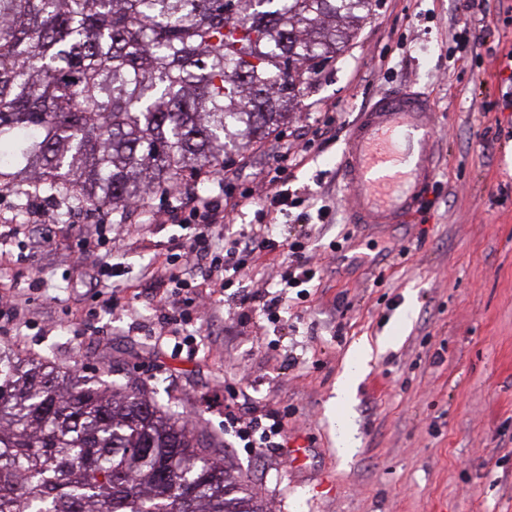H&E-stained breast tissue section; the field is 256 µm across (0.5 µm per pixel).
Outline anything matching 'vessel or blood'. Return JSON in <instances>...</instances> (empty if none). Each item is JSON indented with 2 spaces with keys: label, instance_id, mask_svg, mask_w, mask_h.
<instances>
[{
  "label": "vessel or blood",
  "instance_id": "b4317fda",
  "mask_svg": "<svg viewBox=\"0 0 512 512\" xmlns=\"http://www.w3.org/2000/svg\"><path fill=\"white\" fill-rule=\"evenodd\" d=\"M436 116L432 99L412 87L360 112L341 160L349 223H411L434 178Z\"/></svg>",
  "mask_w": 512,
  "mask_h": 512
}]
</instances>
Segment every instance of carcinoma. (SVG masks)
Returning <instances> with one entry per match:
<instances>
[{
    "instance_id": "cac0c4a2",
    "label": "carcinoma",
    "mask_w": 512,
    "mask_h": 512,
    "mask_svg": "<svg viewBox=\"0 0 512 512\" xmlns=\"http://www.w3.org/2000/svg\"><path fill=\"white\" fill-rule=\"evenodd\" d=\"M372 0H0V186L114 210L278 132ZM0 512H267L137 387L0 345Z\"/></svg>"
}]
</instances>
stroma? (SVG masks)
I'll use <instances>...</instances> for the list:
<instances>
[{"instance_id":"35a3bbf8","label":"stroma","mask_w":512,"mask_h":512,"mask_svg":"<svg viewBox=\"0 0 512 512\" xmlns=\"http://www.w3.org/2000/svg\"><path fill=\"white\" fill-rule=\"evenodd\" d=\"M512 0H373L353 39L312 76L282 131L243 145L220 184L157 189L141 209L112 212L106 252L73 265L65 204L0 189V285L18 289L8 345L76 367L189 418L274 512H512ZM414 85L439 113L437 174L412 223L364 231L345 220L338 165L350 125L379 94ZM284 178L287 213L241 206ZM229 216V242L271 224L308 240L320 272L262 307L288 268L282 252L251 256L211 293L207 323H164L167 289L152 270L190 234L195 194ZM43 221L29 222L31 209ZM118 264L111 308H94L92 275ZM189 350L173 355L177 337ZM372 348L351 404L357 446L336 447V381ZM278 414L276 448L259 428ZM301 448L298 457L290 449Z\"/></svg>"}]
</instances>
